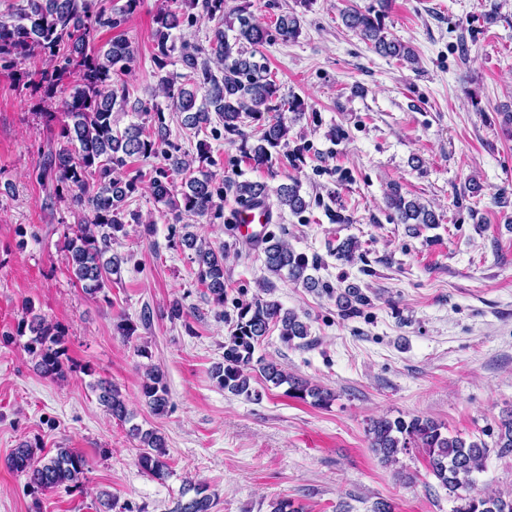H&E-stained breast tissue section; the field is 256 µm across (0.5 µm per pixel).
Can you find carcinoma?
Segmentation results:
<instances>
[{
  "label": "carcinoma",
  "instance_id": "1",
  "mask_svg": "<svg viewBox=\"0 0 512 512\" xmlns=\"http://www.w3.org/2000/svg\"><path fill=\"white\" fill-rule=\"evenodd\" d=\"M391 0H375L362 7L350 3L340 13L343 25L368 42L377 53L404 64L417 63L415 52L393 37L385 25ZM140 4L126 0L119 8L94 9L93 0H25L15 12L0 17V69L12 70L18 61L41 52L49 57L51 69L37 74L45 98L53 100L57 88L76 76L69 97L58 110L65 115L57 133L59 148L50 153L44 166L38 168V179L51 177L55 191L65 195L77 210L89 216L76 225L65 240L69 267L83 292L97 298L104 292L112 274L118 272L121 260L106 257L112 239L126 234V226L141 223L138 212L128 208V199L138 191L136 180L123 178L127 160L136 156H162L166 165L156 171L150 189L156 202L163 205L162 214L180 222L185 215L207 217L214 213L224 192L234 196L240 205L274 206L292 214L304 212L308 203L295 178L273 188L264 182L229 180L225 187L214 185V165L207 140L197 143V154L180 155V149L169 139L164 126L162 108L155 102L140 105L135 111L154 115V124H130L119 129L114 113L126 111L129 94L125 78L136 60L135 48L125 38H115L109 47L90 46L91 36L100 28H118ZM196 0H164L154 15L155 62L162 70L171 64L176 51L173 32L193 24L190 10ZM205 14L217 20L208 57L197 51L182 49L179 61L186 72L167 73L159 78V95L172 102L185 114L184 125L194 134L222 133L240 141L241 157L250 164L269 166L282 147L288 145L290 126L283 113L304 112V101L280 93L265 63L257 59L259 47L268 33L255 19L253 0H237L228 7L226 0H202ZM276 29L284 40H294L301 33V21L294 12L278 17ZM216 114L223 131L207 129ZM260 123V135L253 138L242 126L244 119ZM387 207L397 215L398 223L408 225L413 233L439 223L430 204L408 198L399 186L390 188ZM181 244L194 250L196 278L217 305H224V250L213 248L184 224ZM264 265L269 277L264 287H275L273 279L283 277L306 288H316L319 280L310 274L317 264L296 252L286 240L267 233L262 237ZM366 298L356 286L336 295V306L344 317L359 312ZM25 308L16 335H29L26 349L35 369L44 377L65 376L64 334L60 328ZM279 331L282 343L295 345V340L308 336L307 325L293 311L276 300L257 298L239 307L236 321L224 341V360L214 366L212 378L219 387L234 395L259 398L250 388L248 370L258 368L263 379L278 387L286 384L298 399H313V404H327L332 395L288 375L279 365L254 358L256 347L272 330ZM99 401L112 418L128 422L133 418L121 391L112 382L99 379L93 385ZM141 394L153 414L163 416L171 408L164 373L156 365H148L142 374ZM131 434L139 441L138 463L146 472L159 478L168 470L165 438L155 430H142L133 425ZM369 448L385 464L397 462L398 455L418 448L423 451L430 472L439 483L456 496L461 504L455 512H512V496L486 495L475 490V474L483 471L489 448L477 441H466L442 431L436 421L413 416L373 418L366 429ZM498 455H512V414L498 426ZM12 471L28 476L36 489L69 490L79 482L88 466L86 458L72 448H58L55 453L36 455L33 445L25 442L6 458ZM195 495L178 500L171 512H211L212 498L203 484L191 486Z\"/></svg>",
  "mask_w": 512,
  "mask_h": 512
}]
</instances>
